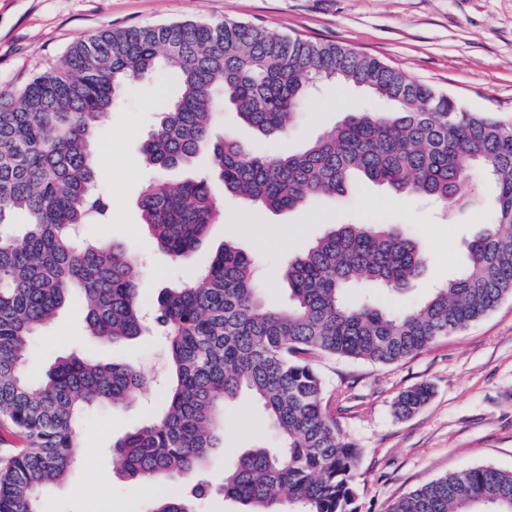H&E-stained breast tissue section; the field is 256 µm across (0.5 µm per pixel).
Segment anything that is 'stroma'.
<instances>
[{"instance_id": "1", "label": "stroma", "mask_w": 512, "mask_h": 512, "mask_svg": "<svg viewBox=\"0 0 512 512\" xmlns=\"http://www.w3.org/2000/svg\"><path fill=\"white\" fill-rule=\"evenodd\" d=\"M224 19L354 47L471 109L512 118V0H0V90L20 88L32 74L54 65L75 40L103 29ZM177 89L166 74L135 83L103 123L94 147L99 183L111 208L106 223L86 225L84 236L120 242L136 257L145 308L154 306L163 289L178 284L186 270L206 269L227 242L255 260L267 302L284 305V262L305 253L336 224H396L416 239L428 263L415 288L402 296L371 293L381 307L406 308L423 303L453 278L465 262L466 241L487 227L493 193L488 183L478 191L461 186L467 204L450 216L435 202L402 198L369 182L336 198L272 211L225 194L215 180L211 186L223 220L210 226L185 263H173L141 222L140 196L149 180H182L207 171L210 160L203 154L191 167L158 174L146 169L139 149L163 95ZM355 104L375 112L388 109L361 90L331 85L322 87L281 140H263L230 111L224 129L251 147L297 152ZM86 351L130 363L151 373L154 382L132 393L122 409L101 405L84 418L88 456L77 461L64 484L42 497L41 512H148L158 493H186L187 484L135 483L112 467L113 441L165 408L164 339L150 332L126 344H97L86 337L82 306L71 298L34 337L25 370L38 378L58 356ZM312 364L325 381L329 411L360 450L359 512H387L396 498L448 473L481 465L512 470V298L394 364L332 357L313 358ZM423 383L432 390L428 402L410 417L397 418L398 394ZM277 443L263 409L241 395L226 410L224 447L211 455L206 475L220 481L243 449Z\"/></svg>"}]
</instances>
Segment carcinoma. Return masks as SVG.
<instances>
[{"label": "carcinoma", "instance_id": "obj_1", "mask_svg": "<svg viewBox=\"0 0 512 512\" xmlns=\"http://www.w3.org/2000/svg\"><path fill=\"white\" fill-rule=\"evenodd\" d=\"M165 71L179 93L140 148L145 165L168 169L210 155L224 191L270 209L341 196L361 176L448 211L458 188L492 183L491 230L465 246L463 270L424 303L392 312L346 291L369 284L395 295L414 288L427 257L395 224H344L287 261L289 302L271 307L255 262L221 245L209 267L164 289L154 321L168 347L165 410L117 439L113 462L135 481H187L150 512H197L217 493L242 512H358V452L324 403L314 355L392 364L466 328L512 296V119L475 111L347 45L287 36L255 23L184 22L104 30L73 44L50 70L0 92V424L22 447L0 460V512H38L62 483L81 423L94 407L119 409L151 380L132 365L60 357L39 382L24 355L67 297L80 299L88 335L122 343L142 335L141 268L124 245L81 239L110 200L98 189L93 147L101 122L128 88ZM364 89L385 112L352 110L304 150L262 153L220 132L227 105L278 139L327 82ZM142 222L171 258L187 259L220 217L210 177L148 184ZM249 393L272 420L274 448L244 450L213 485L201 472L224 442V410ZM431 387L402 391L395 412L423 406ZM388 512H512V471L477 466L446 474L396 500Z\"/></svg>", "mask_w": 512, "mask_h": 512}]
</instances>
